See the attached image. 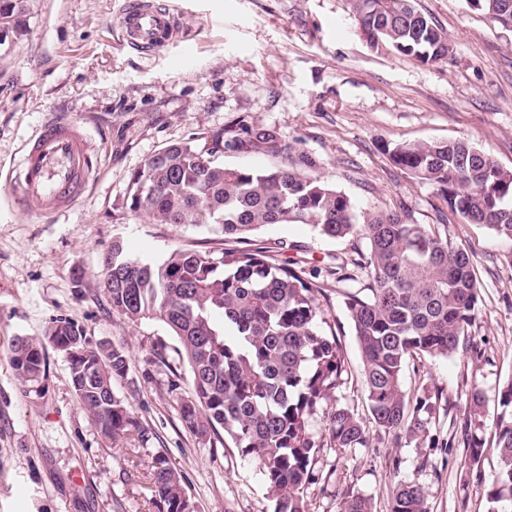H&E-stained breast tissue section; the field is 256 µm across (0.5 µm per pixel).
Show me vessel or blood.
Listing matches in <instances>:
<instances>
[{"instance_id": "b4317fda", "label": "vessel or blood", "mask_w": 512, "mask_h": 512, "mask_svg": "<svg viewBox=\"0 0 512 512\" xmlns=\"http://www.w3.org/2000/svg\"><path fill=\"white\" fill-rule=\"evenodd\" d=\"M116 24L123 42L143 51L161 48L178 36L173 14L154 0H125ZM95 165L78 122L69 114H56L27 141L12 182L13 197L28 216L48 218L84 195Z\"/></svg>"}]
</instances>
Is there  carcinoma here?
Here are the masks:
<instances>
[{
	"instance_id": "cac0c4a2",
	"label": "carcinoma",
	"mask_w": 512,
	"mask_h": 512,
	"mask_svg": "<svg viewBox=\"0 0 512 512\" xmlns=\"http://www.w3.org/2000/svg\"><path fill=\"white\" fill-rule=\"evenodd\" d=\"M24 0H0V31L12 28ZM478 11L512 28V0H477ZM358 33L372 48H387L422 64L448 58V34L415 6V0H353ZM270 151L284 160L267 169L226 167L227 151ZM391 162L430 186L470 224H482L512 241V170L467 140L394 143ZM315 160L276 130L246 124L215 132L199 146L191 141L162 147L128 179L125 207L157 224L216 225L224 248L175 250L155 263L132 257L119 241L102 260L100 277L112 311L132 322L156 319L175 336L177 357L159 355L179 389L188 371L192 397L181 399L185 428L200 438L222 435L253 459L275 499V512H307L303 488L314 479L319 445L311 418L348 379V362L335 332L320 317L321 288L295 260H281L282 243L252 242L270 224H308L321 236H360L367 250L354 267L366 273L368 295L349 293L344 304L357 337L365 402L376 426L395 436L425 433L432 405L411 400L403 384L413 356L448 357L478 310L482 285L468 252L428 224L410 223L397 211L357 218L351 198L319 175ZM81 328L59 321L48 334L59 338ZM92 365L79 385L69 367L82 409L111 442L144 429L112 380L129 371L125 348L108 342L89 351ZM16 374L32 381L45 369L44 343L16 338ZM502 411L491 429L499 466L486 481L489 512H512V380L500 393ZM334 446H367L365 426L354 409L327 412ZM466 438L448 436V448H465L464 465L480 464L485 425L483 396L472 386ZM151 476L159 512H186L182 476L162 456ZM340 512H373L370 498L344 499ZM389 512H429L424 489L401 481Z\"/></svg>"
}]
</instances>
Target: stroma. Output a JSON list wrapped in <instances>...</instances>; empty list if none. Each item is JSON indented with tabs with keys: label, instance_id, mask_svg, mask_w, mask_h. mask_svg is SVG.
<instances>
[{
	"label": "stroma",
	"instance_id": "stroma-1",
	"mask_svg": "<svg viewBox=\"0 0 512 512\" xmlns=\"http://www.w3.org/2000/svg\"><path fill=\"white\" fill-rule=\"evenodd\" d=\"M123 0H25L17 28L0 45V512H158L152 457L177 470L197 512H274L256 463L233 444L210 445L186 429L179 391L159 355L177 342L156 320L113 313L98 276L103 254L121 241L133 255L160 262L177 249L224 246L212 227L155 224L123 206L128 175L160 148L203 144L238 121L298 141L318 172L347 194L357 212L405 208L464 247L482 283L481 301L459 350L448 358L408 360L410 397H429L424 436L380 433L364 400L361 358L344 304L356 280L325 269L352 264L365 240L320 237L304 224H273L257 243L282 241L283 258H306L325 293L322 317L334 325L351 375L328 399L354 409L368 445L335 448L324 414L310 432L320 445L316 478L303 490L308 512H338L351 495L388 512L398 482L422 486L430 512H488L479 478L498 467L492 430H484L481 475L469 474L463 448L448 449L472 386L487 416L500 412L512 379V241L467 223L436 192L398 169L391 142L464 139L512 170V28L493 24L467 0H416L449 35L453 52L428 66L375 50L356 33L352 0H164L179 26L173 44L141 52L113 24ZM66 112L97 151L87 191L47 221L14 202L10 174L23 146L52 113ZM84 270L75 288L73 274ZM59 320L92 342L125 347L129 371L114 379L145 430L111 443L82 411L68 365L47 348V368L22 381L10 361L16 337L45 338Z\"/></svg>",
	"mask_w": 512,
	"mask_h": 512
}]
</instances>
